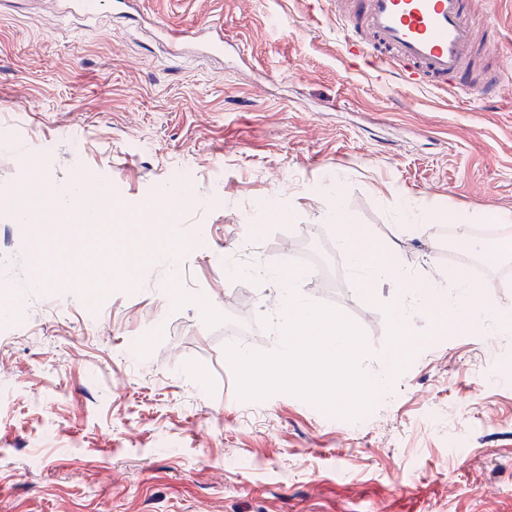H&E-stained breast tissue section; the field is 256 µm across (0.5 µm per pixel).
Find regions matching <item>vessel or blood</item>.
Returning <instances> with one entry per match:
<instances>
[{"label": "vessel or blood", "instance_id": "b4317fda", "mask_svg": "<svg viewBox=\"0 0 512 512\" xmlns=\"http://www.w3.org/2000/svg\"><path fill=\"white\" fill-rule=\"evenodd\" d=\"M478 0H338L336 23L348 52L373 71L398 72L412 87L447 90L452 78L466 98L486 99L487 85L465 82L476 50L469 23Z\"/></svg>", "mask_w": 512, "mask_h": 512}]
</instances>
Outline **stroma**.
<instances>
[{
  "mask_svg": "<svg viewBox=\"0 0 512 512\" xmlns=\"http://www.w3.org/2000/svg\"><path fill=\"white\" fill-rule=\"evenodd\" d=\"M487 14L502 37L480 38V59L512 72V0H485L475 28ZM216 20L220 56L162 37ZM34 158L61 186L93 176L130 213L165 186L192 203L176 265L142 264L135 288L91 303L66 281L28 305L33 237L0 221L17 279L0 318V512H512V351L438 329L405 283L363 288L336 264L328 212L342 193L410 276L466 272L474 248L449 258L451 219L512 213V87L479 101L377 76L344 51L334 0H134L124 18L0 0V197ZM59 232L67 278L152 227ZM287 238L331 276L303 296L360 324L368 378L388 308L408 316L413 354L359 418L238 396L224 328L248 318L238 350L277 352L283 293L224 259L246 247L276 268Z\"/></svg>",
  "mask_w": 512,
  "mask_h": 512,
  "instance_id": "obj_1",
  "label": "stroma"
}]
</instances>
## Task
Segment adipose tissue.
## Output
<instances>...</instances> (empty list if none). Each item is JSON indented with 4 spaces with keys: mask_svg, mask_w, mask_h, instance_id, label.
<instances>
[{
    "mask_svg": "<svg viewBox=\"0 0 512 512\" xmlns=\"http://www.w3.org/2000/svg\"><path fill=\"white\" fill-rule=\"evenodd\" d=\"M332 215L338 230L337 246L352 269L369 279L399 276L392 256L380 251L361 225L351 223L343 197L335 198ZM409 286L419 301L431 304L439 313L449 314L454 330H477L488 323L501 333L512 335V313L490 305L482 297L481 287L463 279L449 286L434 277L412 280Z\"/></svg>",
    "mask_w": 512,
    "mask_h": 512,
    "instance_id": "obj_1",
    "label": "adipose tissue"
}]
</instances>
